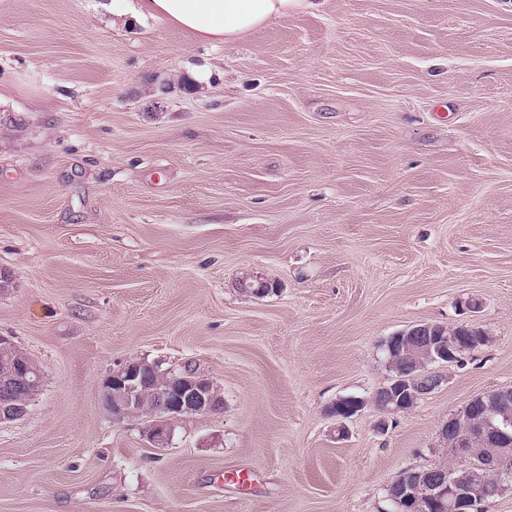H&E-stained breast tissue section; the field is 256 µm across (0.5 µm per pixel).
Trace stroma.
<instances>
[{
	"label": "stroma",
	"mask_w": 512,
	"mask_h": 512,
	"mask_svg": "<svg viewBox=\"0 0 512 512\" xmlns=\"http://www.w3.org/2000/svg\"><path fill=\"white\" fill-rule=\"evenodd\" d=\"M136 5L0 0V334L44 372L0 512H380L512 387V0H320L230 46L116 24ZM422 322L485 341L377 432ZM131 360L222 410L154 447L102 406Z\"/></svg>",
	"instance_id": "stroma-1"
}]
</instances>
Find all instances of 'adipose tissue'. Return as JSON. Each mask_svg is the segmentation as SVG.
<instances>
[{"mask_svg":"<svg viewBox=\"0 0 512 512\" xmlns=\"http://www.w3.org/2000/svg\"><path fill=\"white\" fill-rule=\"evenodd\" d=\"M315 0H139L138 16L167 21L204 42L232 45Z\"/></svg>","mask_w":512,"mask_h":512,"instance_id":"1","label":"adipose tissue"}]
</instances>
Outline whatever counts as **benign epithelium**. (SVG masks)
<instances>
[{"label":"benign epithelium","mask_w":512,"mask_h":512,"mask_svg":"<svg viewBox=\"0 0 512 512\" xmlns=\"http://www.w3.org/2000/svg\"><path fill=\"white\" fill-rule=\"evenodd\" d=\"M483 341L481 333L462 325L448 329L439 324L421 323L389 337L384 344L388 359L402 354L412 370L422 378L411 389L403 386L405 378L393 376L375 396L382 402V412L396 413L404 400L414 403L424 399L442 383L430 365L453 362ZM158 371V363L132 360L113 371L103 382L102 405L114 419L135 414L145 382ZM41 367L24 355L14 361L11 376L0 385V423L24 417L40 389ZM364 400L347 397L336 401L333 413L346 420L356 415ZM222 401L213 383L192 371L173 374L161 391V414L148 427L147 437L157 448L168 445L171 422L190 414L217 412ZM442 439L451 443L458 457H467L477 446L485 449L479 463L446 478L435 470L417 475L402 471L385 488L386 508L383 512H467L476 502L502 494L512 486V387H502L472 398L464 409L448 417L441 429ZM428 485L425 498L416 495V485Z\"/></svg>","instance_id":"obj_1"}]
</instances>
